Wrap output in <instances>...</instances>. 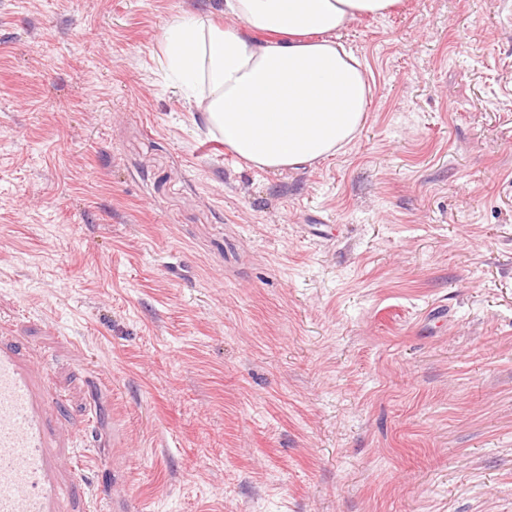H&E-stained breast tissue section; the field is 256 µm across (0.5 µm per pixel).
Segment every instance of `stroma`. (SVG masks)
I'll return each instance as SVG.
<instances>
[{
	"mask_svg": "<svg viewBox=\"0 0 512 512\" xmlns=\"http://www.w3.org/2000/svg\"><path fill=\"white\" fill-rule=\"evenodd\" d=\"M224 0H0V333L47 356L73 512H512V23L339 36L355 140L262 172L159 65Z\"/></svg>",
	"mask_w": 512,
	"mask_h": 512,
	"instance_id": "stroma-1",
	"label": "stroma"
}]
</instances>
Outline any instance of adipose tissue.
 Returning a JSON list of instances; mask_svg holds the SVG:
<instances>
[{"instance_id": "obj_1", "label": "adipose tissue", "mask_w": 512, "mask_h": 512, "mask_svg": "<svg viewBox=\"0 0 512 512\" xmlns=\"http://www.w3.org/2000/svg\"><path fill=\"white\" fill-rule=\"evenodd\" d=\"M400 3L224 0L227 25L198 12L169 21L161 65L248 165L310 166L353 141L367 120L371 85L337 32Z\"/></svg>"}]
</instances>
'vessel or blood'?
<instances>
[{
	"label": "vessel or blood",
	"instance_id": "vessel-or-blood-1",
	"mask_svg": "<svg viewBox=\"0 0 512 512\" xmlns=\"http://www.w3.org/2000/svg\"><path fill=\"white\" fill-rule=\"evenodd\" d=\"M46 391L19 341L0 336V512H68L79 471Z\"/></svg>",
	"mask_w": 512,
	"mask_h": 512
}]
</instances>
